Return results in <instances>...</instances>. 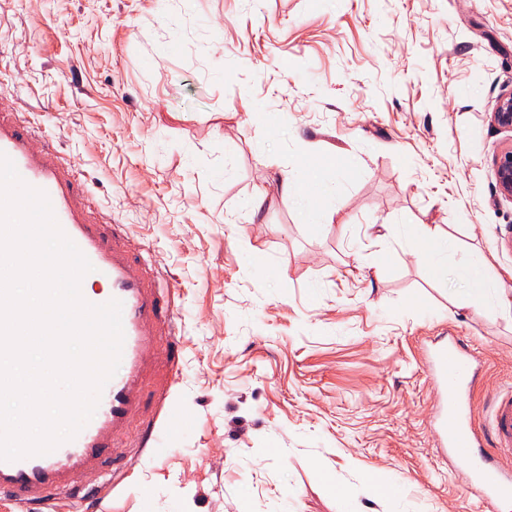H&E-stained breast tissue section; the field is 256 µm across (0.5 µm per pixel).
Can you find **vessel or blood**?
Instances as JSON below:
<instances>
[{
  "mask_svg": "<svg viewBox=\"0 0 512 512\" xmlns=\"http://www.w3.org/2000/svg\"><path fill=\"white\" fill-rule=\"evenodd\" d=\"M39 127L16 112L0 111V152L28 185L43 190L63 232L93 265L98 286L81 284L83 298L122 303L124 340L118 371L105 385L91 420L71 440L44 455L0 460V497L19 512H50L60 497L92 501L108 474L109 455L144 450L172 384L161 368H175L179 343L172 301L161 276L127 246V233L111 216L80 201L74 167L62 166L52 149L33 150ZM164 343L163 356L150 348ZM475 357L452 336L433 349L427 371L439 388L437 448L467 464V482L490 507L512 499V387L495 395L487 422L475 421L472 392Z\"/></svg>",
  "mask_w": 512,
  "mask_h": 512,
  "instance_id": "obj_1",
  "label": "vessel or blood"
}]
</instances>
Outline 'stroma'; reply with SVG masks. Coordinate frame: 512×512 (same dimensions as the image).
<instances>
[{
  "label": "stroma",
  "mask_w": 512,
  "mask_h": 512,
  "mask_svg": "<svg viewBox=\"0 0 512 512\" xmlns=\"http://www.w3.org/2000/svg\"><path fill=\"white\" fill-rule=\"evenodd\" d=\"M510 93L512 0H0V107L78 167L178 313L182 427L121 458L108 512H490L434 445L425 350L480 359L483 414L512 318L396 227L439 225L512 283ZM305 159L338 172L318 220L278 188ZM376 471L400 493L373 497ZM494 167L500 193L512 199V144L495 157Z\"/></svg>",
  "instance_id": "stroma-1"
}]
</instances>
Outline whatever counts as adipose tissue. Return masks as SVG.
I'll return each mask as SVG.
<instances>
[{
  "instance_id": "obj_1",
  "label": "adipose tissue",
  "mask_w": 512,
  "mask_h": 512,
  "mask_svg": "<svg viewBox=\"0 0 512 512\" xmlns=\"http://www.w3.org/2000/svg\"><path fill=\"white\" fill-rule=\"evenodd\" d=\"M333 181L329 171L306 164L299 166L296 171L284 173L279 190L283 198L305 207L313 197L325 193ZM404 231L415 243V256L427 264L435 278L447 279L449 269H456L473 294L482 298L493 297L504 312L512 313V294L508 293L505 282L490 274L480 254L471 252L463 255L452 266L448 263L451 244L438 229L424 224H408Z\"/></svg>"
}]
</instances>
